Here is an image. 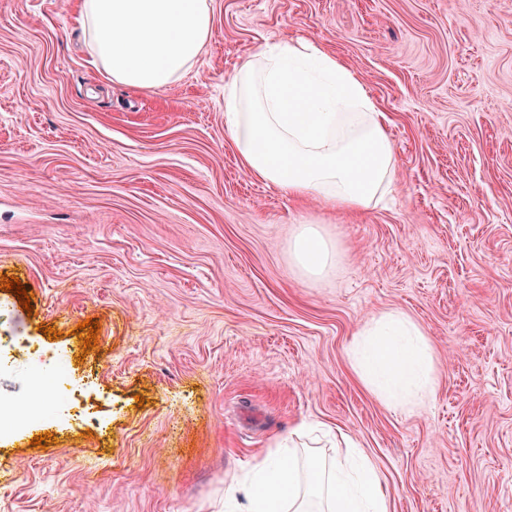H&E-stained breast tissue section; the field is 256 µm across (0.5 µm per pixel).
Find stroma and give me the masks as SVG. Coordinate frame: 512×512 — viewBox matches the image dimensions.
Segmentation results:
<instances>
[{
	"label": "stroma",
	"instance_id": "35a3bbf8",
	"mask_svg": "<svg viewBox=\"0 0 512 512\" xmlns=\"http://www.w3.org/2000/svg\"><path fill=\"white\" fill-rule=\"evenodd\" d=\"M212 10L195 66L147 91L91 63L77 0H0V276L32 305L0 290V403L35 408L0 432V512H222L226 476L304 420L358 443L392 512H512V0ZM285 38L336 56L386 115L379 206L298 200L243 167L224 85ZM304 224L337 247L316 281L291 257ZM393 309L435 350L420 409L386 407L349 361ZM70 383L96 426L66 415Z\"/></svg>",
	"mask_w": 512,
	"mask_h": 512
}]
</instances>
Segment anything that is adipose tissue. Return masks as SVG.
<instances>
[{"label": "adipose tissue", "mask_w": 512, "mask_h": 512, "mask_svg": "<svg viewBox=\"0 0 512 512\" xmlns=\"http://www.w3.org/2000/svg\"><path fill=\"white\" fill-rule=\"evenodd\" d=\"M78 23L93 64L113 82L164 88L189 72L212 27L210 0H79ZM224 118L245 169L293 197L363 211L376 207L397 168L385 116L364 84L335 56L281 40L246 59L224 85ZM291 254L302 273L320 277L335 245L311 225L295 235ZM364 385L391 408L418 407L437 381L433 349L405 312L372 317L348 350ZM299 426L252 468L231 477L246 512H391L372 459L343 432L325 430L334 452L300 462Z\"/></svg>", "instance_id": "1"}]
</instances>
